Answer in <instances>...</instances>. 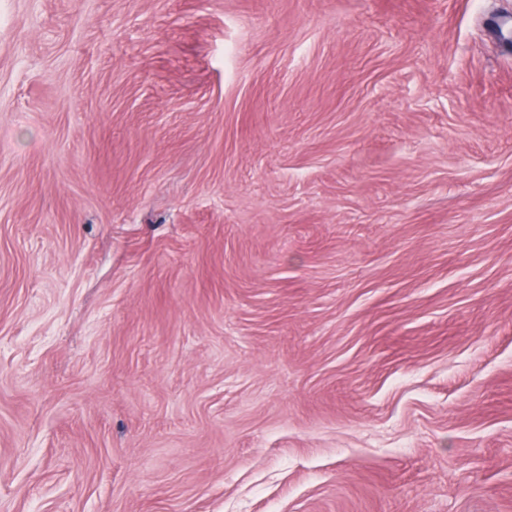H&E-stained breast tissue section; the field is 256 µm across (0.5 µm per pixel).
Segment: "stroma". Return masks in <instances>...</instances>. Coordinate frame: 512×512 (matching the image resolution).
I'll return each mask as SVG.
<instances>
[{
	"label": "stroma",
	"instance_id": "obj_1",
	"mask_svg": "<svg viewBox=\"0 0 512 512\" xmlns=\"http://www.w3.org/2000/svg\"><path fill=\"white\" fill-rule=\"evenodd\" d=\"M512 0H0V512H512Z\"/></svg>",
	"mask_w": 512,
	"mask_h": 512
}]
</instances>
